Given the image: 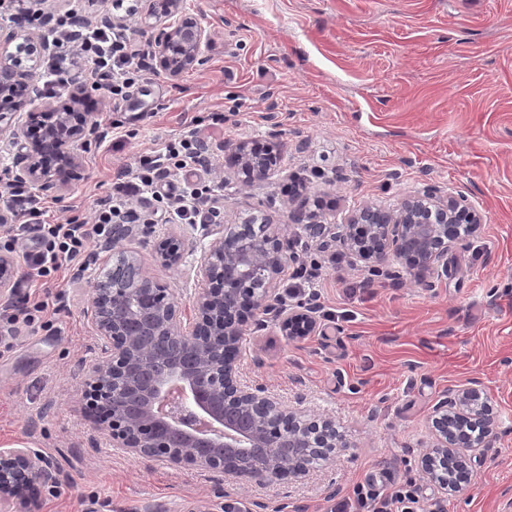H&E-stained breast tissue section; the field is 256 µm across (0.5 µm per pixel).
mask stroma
Segmentation results:
<instances>
[{"label":"stroma","mask_w":512,"mask_h":512,"mask_svg":"<svg viewBox=\"0 0 512 512\" xmlns=\"http://www.w3.org/2000/svg\"><path fill=\"white\" fill-rule=\"evenodd\" d=\"M210 40L179 76L149 69L114 109L93 91L107 137L84 152L66 191L47 194L51 219L91 212L114 173L178 136L194 119L224 114L210 153L223 221L253 214L289 225L291 177L304 179L329 222L366 203L389 205L428 182L464 195L479 230L448 252V274L422 288L392 276L363 287L364 263L297 244L316 261L315 286L339 330L287 341L274 327L249 334L243 381L332 416L351 443L302 482L242 484L218 472L155 465L94 436L81 407L82 365L95 332L86 279L61 282L68 309L57 332H22L0 354V445L39 452L60 474L43 512H329L356 483L412 480L421 512H512V0H184ZM274 140L281 171L252 189L226 180V147ZM154 236L135 234L154 276L187 304L202 284L154 260ZM480 379L500 415L498 439L470 483L438 493L419 458L429 418L449 386Z\"/></svg>","instance_id":"1"}]
</instances>
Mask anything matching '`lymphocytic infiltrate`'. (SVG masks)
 Here are the masks:
<instances>
[{
    "instance_id": "f902f5d3",
    "label": "lymphocytic infiltrate",
    "mask_w": 512,
    "mask_h": 512,
    "mask_svg": "<svg viewBox=\"0 0 512 512\" xmlns=\"http://www.w3.org/2000/svg\"><path fill=\"white\" fill-rule=\"evenodd\" d=\"M48 39L55 51L43 63L47 89L91 85L106 90L117 105L128 100L144 71L128 37L94 26L77 11L59 16ZM206 154L199 128H192L179 140L140 155L133 168L121 172L110 192L98 201L93 217L75 210L55 224L47 219L43 198L23 184L5 182L0 187V204L13 218L14 239L30 236L36 242L35 249L25 254V271L15 283L21 295L9 324L52 328L53 316L66 308L63 293L51 290L58 272L65 269L71 280L80 279L87 252L111 240L113 225L151 223V216L139 210L138 200H153L179 224L219 223L222 212L211 182L174 180L175 174L204 169ZM415 502L411 484L393 483L381 492L366 483L357 486L353 500L339 502L336 509L412 512Z\"/></svg>"
}]
</instances>
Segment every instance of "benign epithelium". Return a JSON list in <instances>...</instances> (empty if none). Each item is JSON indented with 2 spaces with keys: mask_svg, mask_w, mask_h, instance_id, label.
<instances>
[{
  "mask_svg": "<svg viewBox=\"0 0 512 512\" xmlns=\"http://www.w3.org/2000/svg\"><path fill=\"white\" fill-rule=\"evenodd\" d=\"M149 17H167L183 0H144ZM99 27L116 29L126 19L95 16ZM209 34L202 23L184 18L154 37L161 68L176 76L193 67ZM45 49V40L18 34L0 39V138L8 136L15 176L39 193L60 192L83 168L80 150L97 133L96 112H83V94L71 92L44 112L27 114L12 126L18 109L39 96L36 73L26 61ZM278 145L240 141L227 158L230 175L243 187L267 182ZM291 223L319 248L338 249L375 268L397 265L396 274L423 288L448 273V251L461 241L454 224L479 230L481 215L460 194L426 185L386 207L365 204L341 224H327L310 207L306 191L289 203ZM133 229L112 227L115 263L90 281L86 310L98 339V356L85 371L86 414L112 447L170 466L190 464L218 470L242 482L300 481L351 447L329 416L289 406L266 390L240 379L239 357L253 328L276 322L286 339L314 334V308L286 307L278 288L284 269L296 261L291 242L277 224H226L213 233L197 263L185 237L169 231L154 258L166 268L188 267L205 283L189 310L174 301L169 285L152 275L141 256L124 246ZM17 257L0 253V304L13 298ZM496 412L481 384L450 388L431 416L432 445L420 456L425 477L448 493V477L471 475V454L493 447ZM58 482V473L29 448H0V508L42 512L40 488Z\"/></svg>",
  "mask_w": 512,
  "mask_h": 512,
  "instance_id": "benign-epithelium-1",
  "label": "benign epithelium"
}]
</instances>
